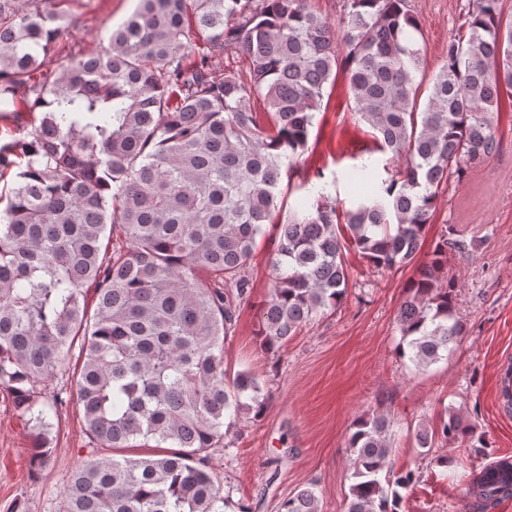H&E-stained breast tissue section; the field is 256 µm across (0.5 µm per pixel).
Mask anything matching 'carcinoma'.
I'll return each mask as SVG.
<instances>
[{
    "mask_svg": "<svg viewBox=\"0 0 512 512\" xmlns=\"http://www.w3.org/2000/svg\"><path fill=\"white\" fill-rule=\"evenodd\" d=\"M31 2L0 0V112L39 114L0 142V385L37 430L42 466L51 424L35 390L78 350L85 431L112 456L70 476L62 512H224L212 454L268 400L251 371L224 369L233 301L247 298L244 271L268 224L278 246L266 350L344 300L348 243L377 268L414 267L397 314L401 357L426 368L456 349L464 327L448 252L462 244L442 237L418 255L441 187L499 150L493 109L512 89V16L500 0H472L424 102L422 22L408 0H346L336 26L308 0H139L102 53L56 70L68 23ZM230 44L248 73L211 65ZM340 66L360 121L401 161L346 210L348 240L324 191L289 208L280 189ZM474 432L449 407L415 440L431 449ZM391 435L382 414L351 422L346 512H399L418 481L388 470ZM151 440L156 449L127 452ZM466 496L474 512L511 497L512 459L482 467ZM279 512L322 509L305 487Z\"/></svg>",
    "mask_w": 512,
    "mask_h": 512,
    "instance_id": "cac0c4a2",
    "label": "carcinoma"
}]
</instances>
